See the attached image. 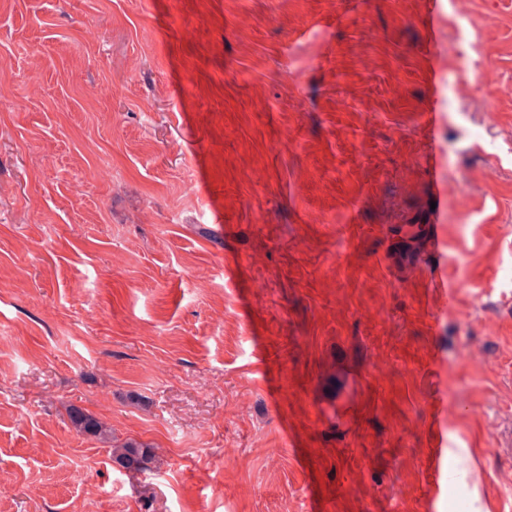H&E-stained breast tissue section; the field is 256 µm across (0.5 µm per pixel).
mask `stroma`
<instances>
[{"label": "stroma", "mask_w": 512, "mask_h": 512, "mask_svg": "<svg viewBox=\"0 0 512 512\" xmlns=\"http://www.w3.org/2000/svg\"><path fill=\"white\" fill-rule=\"evenodd\" d=\"M425 8L0 0V512H512V0ZM436 4V0L428 2V9L423 15L426 42L429 47L436 46L442 36L441 15ZM69 417L72 426L77 432L95 437L103 443L112 444V431L95 415L81 408L72 406L69 408ZM448 442H446L444 435L442 433H437L433 436L431 441L432 453H431V463L434 470L435 480L438 482L441 477V458L443 455L444 448L447 447ZM446 456L448 457V463L455 467L466 469L469 459H470V451L466 448H446L445 449ZM112 462L123 469L148 470L155 458L154 448L134 440L111 445Z\"/></svg>", "instance_id": "stroma-1"}]
</instances>
